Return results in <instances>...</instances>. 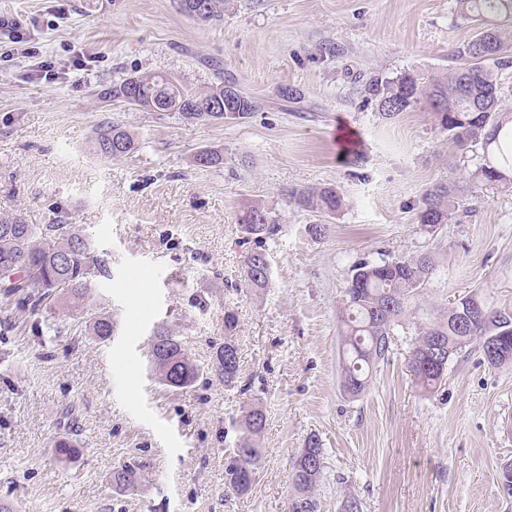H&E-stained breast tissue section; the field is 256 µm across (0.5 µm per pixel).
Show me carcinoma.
Returning a JSON list of instances; mask_svg holds the SVG:
<instances>
[{
    "mask_svg": "<svg viewBox=\"0 0 512 512\" xmlns=\"http://www.w3.org/2000/svg\"><path fill=\"white\" fill-rule=\"evenodd\" d=\"M460 16L466 21L487 17L500 20L488 28L481 39L474 36L456 50L457 65L428 79L404 72L395 77H374L364 86L366 98L385 118H392L425 105L435 112L448 139L460 147H479L484 163L474 172L472 182H436L425 190L417 211L419 224L433 228L446 224L458 212L464 195L477 189L512 190V178L501 174L489 155L490 140L505 118L512 113L504 107L498 75L512 69V0H458ZM181 10L202 21L217 16L218 0H179ZM229 80L197 91L162 75L135 76L112 86V98L128 101L134 96L138 108L155 112H177L186 120L224 121V113L211 112L209 106ZM257 102L235 94L233 120L247 118ZM94 144L105 158H120L136 148L133 136L121 125L106 122L96 128ZM290 202L305 210L333 215L344 207V199L331 185L292 190ZM247 237L261 241L270 237L276 224L270 212L253 204L240 217ZM435 268L429 254L382 258L378 262L358 263L339 308L342 325L340 376L344 391L362 395L368 388L372 369L390 353L394 327L404 315L408 301L428 281ZM106 255L96 250L92 240L77 224H27L19 218L0 219V281L9 273L14 286L3 290L6 302L29 303L33 309L44 305L60 306L68 319L85 324L91 336L105 341L112 336L116 322L109 311L87 308L94 280L108 274ZM270 264L263 250L248 257L242 272L245 287L253 292L266 289ZM483 311L463 313L464 305H451L442 318L417 331L410 351L409 367L419 385L432 392L442 384L445 371L432 351L437 340L447 346L451 357L476 343L492 368L512 364V356L493 357L486 349L488 339L504 337L503 345L512 350V308H494L478 299ZM237 318L224 312V344L206 367L197 365L179 340L165 325L156 327L149 351V364L159 383L170 390L192 386L206 372L235 384L239 375L238 346L235 341ZM265 426L261 409L250 407L242 422L243 436L232 451L226 468L224 488L228 494L248 492L261 459L257 438ZM324 464L320 439L312 435L296 457L292 474L293 491L288 497V512H317L314 491ZM112 484L120 490L137 485L136 467L120 465L112 469Z\"/></svg>",
    "mask_w": 512,
    "mask_h": 512,
    "instance_id": "carcinoma-1",
    "label": "carcinoma"
}]
</instances>
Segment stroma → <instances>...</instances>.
Wrapping results in <instances>:
<instances>
[{
  "label": "stroma",
  "mask_w": 512,
  "mask_h": 512,
  "mask_svg": "<svg viewBox=\"0 0 512 512\" xmlns=\"http://www.w3.org/2000/svg\"><path fill=\"white\" fill-rule=\"evenodd\" d=\"M0 16L51 61L17 54L0 34V218L62 220L106 252L110 275L91 307L118 326L105 341L62 331L63 316L0 307V500L21 512H288L294 458L310 435L324 448L319 512H512L500 466L512 460V365L470 345L425 392L408 366L418 328L472 292L512 307V192L468 198L436 229L417 222L434 183H465L483 153L463 150L425 108L385 119L362 88L374 75H434L475 33L456 0H224L200 22L177 0H0ZM334 45L335 55L325 54ZM86 72L73 78V62ZM161 73L203 91L233 79L258 109L224 122L183 120L106 97L128 76ZM293 87L297 99L283 97ZM112 121L138 147L98 155ZM224 161L197 166L200 150ZM330 184L334 215L290 205L287 190ZM265 206L278 230L255 243L239 224ZM326 225L324 236L308 227ZM265 250L268 288L243 287L251 250ZM430 254L435 270L394 329L369 388L345 393L339 302L358 261ZM238 318L235 387L201 376L162 386L148 367L157 325L206 365ZM260 407L262 457L251 489L224 493L229 450ZM78 450L61 461L57 440ZM139 463L136 490L113 487Z\"/></svg>",
  "instance_id": "obj_1"
}]
</instances>
